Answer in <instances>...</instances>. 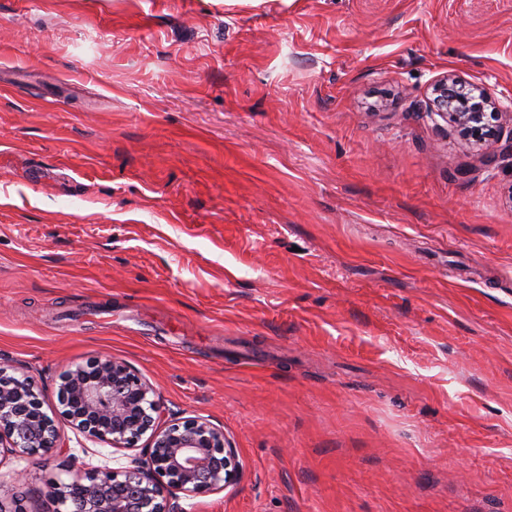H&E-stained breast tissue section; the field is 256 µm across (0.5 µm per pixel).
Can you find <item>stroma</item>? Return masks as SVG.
Instances as JSON below:
<instances>
[{
    "mask_svg": "<svg viewBox=\"0 0 512 512\" xmlns=\"http://www.w3.org/2000/svg\"><path fill=\"white\" fill-rule=\"evenodd\" d=\"M512 0H0V367L126 362L243 465L186 512H512ZM67 449L0 461L47 512ZM465 84V81L451 74L437 80L433 86L431 112L446 117L465 139L484 144L493 132L492 124L499 117L508 115L512 120V99L509 105H504L493 98L484 86L469 85L470 92H464L460 87ZM488 108L500 112H486ZM500 109L509 112H501ZM490 116L496 121H489Z\"/></svg>",
    "mask_w": 512,
    "mask_h": 512,
    "instance_id": "1",
    "label": "stroma"
}]
</instances>
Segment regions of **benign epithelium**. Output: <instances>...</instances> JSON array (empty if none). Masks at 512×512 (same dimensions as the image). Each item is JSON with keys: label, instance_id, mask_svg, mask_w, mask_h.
<instances>
[{"label": "benign epithelium", "instance_id": "benign-epithelium-1", "mask_svg": "<svg viewBox=\"0 0 512 512\" xmlns=\"http://www.w3.org/2000/svg\"><path fill=\"white\" fill-rule=\"evenodd\" d=\"M448 74L433 86L431 111L448 119L465 139L484 144L490 118L508 111L480 85ZM61 416L86 438L117 450H139L126 466L77 472L52 483L53 512H184L183 495L206 494L237 484L242 465L224 429L209 420L172 417L151 385L117 358L97 359L59 377ZM143 447H138L141 440ZM66 447L55 421L43 415L32 380L0 368V461L20 450L47 455Z\"/></svg>", "mask_w": 512, "mask_h": 512}]
</instances>
